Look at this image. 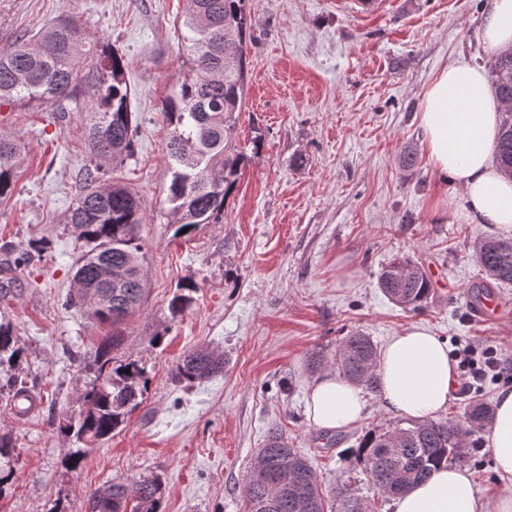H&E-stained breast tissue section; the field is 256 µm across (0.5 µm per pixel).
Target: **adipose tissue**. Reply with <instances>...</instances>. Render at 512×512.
I'll use <instances>...</instances> for the list:
<instances>
[{
	"instance_id": "1",
	"label": "adipose tissue",
	"mask_w": 512,
	"mask_h": 512,
	"mask_svg": "<svg viewBox=\"0 0 512 512\" xmlns=\"http://www.w3.org/2000/svg\"><path fill=\"white\" fill-rule=\"evenodd\" d=\"M482 36L488 53L512 47V0H490ZM500 120L501 104L484 70L463 61L434 75L420 112L426 159L441 178L462 189L466 219L512 234V177L501 173L491 158ZM377 374L382 406L395 418L433 416L447 408L456 386L447 346L422 325L387 343ZM365 407L359 388L333 376L316 381L307 399L310 420L328 430L357 422ZM488 440L497 474L512 480V389L498 393ZM393 507L394 512H512V494H479L467 470L450 468L395 498Z\"/></svg>"
}]
</instances>
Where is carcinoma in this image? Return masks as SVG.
Segmentation results:
<instances>
[{"mask_svg": "<svg viewBox=\"0 0 512 512\" xmlns=\"http://www.w3.org/2000/svg\"><path fill=\"white\" fill-rule=\"evenodd\" d=\"M186 56L172 89L161 102L171 135L167 144L170 180L166 189L169 223L175 234L210 224L224 213L226 197L236 188L245 156L235 148L239 112L245 106L248 45L252 23L246 0H185ZM127 63L110 44L86 36L73 18L57 19L31 34L21 31L0 50V106L41 109L63 121L71 112L84 116L88 163L80 188L65 217L75 241L84 248L64 307L74 308L112 326L91 351L93 375L84 381L81 406L61 414L59 431L79 444L66 454L77 469L85 449L123 431L130 414L144 403L146 367L131 357L118 361L112 352L122 342L121 325L140 308L145 291L141 235L144 212L133 192L108 177L105 166L135 155L137 119L126 79ZM492 87L502 105L501 128L494 146L498 165L512 174V48L490 64ZM25 143L17 133L0 131V204L15 192ZM475 259L488 280L512 283V241L485 239ZM379 288L393 303L418 310L433 295L430 280L412 258L400 256L381 272ZM194 282L179 285L169 303L177 317L193 303ZM24 349L11 326L0 323V391L9 393L6 409L22 418L25 403L37 396L16 376ZM379 353L363 333L346 337L333 358L347 381L369 390L378 387ZM224 371V355L195 349L175 366L174 376L201 383ZM493 422L490 406L472 400L461 418L375 428L361 442L357 458L373 486L395 498L427 481L440 467L471 461L469 437ZM248 512H368L363 496L340 490L338 510L328 509L321 483L307 460L288 446L282 433L268 432L254 458L245 488ZM162 484L154 476L127 484L114 482L95 490L90 512H160Z\"/></svg>", "mask_w": 512, "mask_h": 512, "instance_id": "1", "label": "carcinoma"}]
</instances>
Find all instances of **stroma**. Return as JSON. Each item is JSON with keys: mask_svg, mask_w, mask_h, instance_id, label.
<instances>
[{"mask_svg": "<svg viewBox=\"0 0 512 512\" xmlns=\"http://www.w3.org/2000/svg\"><path fill=\"white\" fill-rule=\"evenodd\" d=\"M485 3L383 0L364 11L350 0H247L251 70L235 138L247 161L223 217L179 236L164 204L169 129L161 100L182 63L184 0H0V48L20 30L74 17L127 61L139 134L134 157L113 175L146 214V292L113 355L149 371L145 401L126 428L70 470L71 443L58 418L78 396L82 357L112 333L62 306L82 254L63 219L87 162L85 120L0 108V128L27 144L16 194L0 205V269L19 250L35 253L14 272L0 321L19 338L22 375L41 398L21 419L0 411V433L16 446L0 512H88L95 489L150 474L162 482V512H247V474L274 426L312 465L325 494L341 481L375 512H393L353 456L369 429L393 422L379 393L363 390L356 424L318 428L307 414L319 378L308 360L315 352L332 360L356 330L382 347L424 325L451 349L497 347L512 368V284L495 290L505 319L471 317V290L485 280L474 245L491 231L463 217L460 188L444 184L422 157L418 120L441 68L492 62L480 36ZM407 148L420 155L411 170L399 162ZM401 255L433 284L422 309L403 310L377 285ZM184 281L197 283L195 302L174 317L169 300ZM199 346L223 352V374L176 382L175 364ZM507 385L512 377L454 391L435 418H459L476 396L495 403ZM475 440L467 470L476 488L504 491L487 433Z\"/></svg>", "mask_w": 512, "mask_h": 512, "instance_id": "obj_1", "label": "stroma"}]
</instances>
